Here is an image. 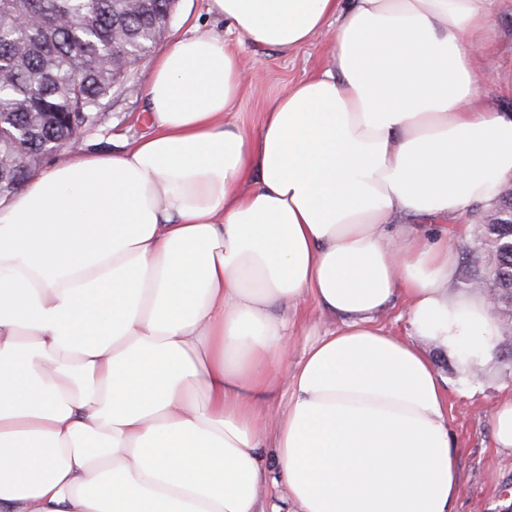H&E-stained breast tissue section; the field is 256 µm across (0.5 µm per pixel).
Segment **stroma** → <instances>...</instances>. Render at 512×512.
<instances>
[{"instance_id": "stroma-1", "label": "stroma", "mask_w": 512, "mask_h": 512, "mask_svg": "<svg viewBox=\"0 0 512 512\" xmlns=\"http://www.w3.org/2000/svg\"><path fill=\"white\" fill-rule=\"evenodd\" d=\"M224 21L208 11V0H177L169 28L146 60L128 75L124 88L113 92L106 118L86 133L82 149L89 154L120 153L128 143L150 131L148 105L143 96L154 62L177 40L199 33L220 34ZM335 28L327 26L311 42L282 52L248 42L238 45L244 82L232 122L256 129L271 99L283 87L310 75L326 61ZM487 52L481 58L479 90L495 109L512 113V0H492L491 20L486 30ZM495 212L478 205L464 221L441 226L434 218L418 222L430 234L447 232L448 243L458 256L455 286L469 292L491 265V256L478 246L482 226ZM279 315L295 318L297 331L291 346L292 361H299L311 336L338 325L339 319L312 300L278 307ZM417 344L432 359L445 380L448 397V431L460 450V492L454 512H512V455L497 452L492 415L498 400L512 395V325H500L490 359L464 361L461 354L444 350L427 338ZM477 379L473 396L464 397L455 387L461 369Z\"/></svg>"}]
</instances>
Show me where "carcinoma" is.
<instances>
[{
    "mask_svg": "<svg viewBox=\"0 0 512 512\" xmlns=\"http://www.w3.org/2000/svg\"><path fill=\"white\" fill-rule=\"evenodd\" d=\"M172 0H0V196L32 175L44 155L100 120L127 63L151 52L169 27ZM36 16L39 23L18 19ZM480 240L495 256L486 279L512 304V264L500 248L512 206Z\"/></svg>",
    "mask_w": 512,
    "mask_h": 512,
    "instance_id": "1",
    "label": "carcinoma"
}]
</instances>
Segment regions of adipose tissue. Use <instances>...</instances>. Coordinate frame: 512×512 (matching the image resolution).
Returning <instances> with one entry per match:
<instances>
[{
    "mask_svg": "<svg viewBox=\"0 0 512 512\" xmlns=\"http://www.w3.org/2000/svg\"><path fill=\"white\" fill-rule=\"evenodd\" d=\"M490 5L209 0L284 52L335 23L325 66L249 133L226 36L179 40L148 135L0 202V512H260L269 484L270 512H453L460 451L412 339L487 357L498 325L451 292L447 239L392 219H460L512 185V113L475 80ZM399 297L408 340L376 321ZM306 299L341 324L292 367L274 308Z\"/></svg>",
    "mask_w": 512,
    "mask_h": 512,
    "instance_id": "adipose-tissue-1",
    "label": "adipose tissue"
}]
</instances>
